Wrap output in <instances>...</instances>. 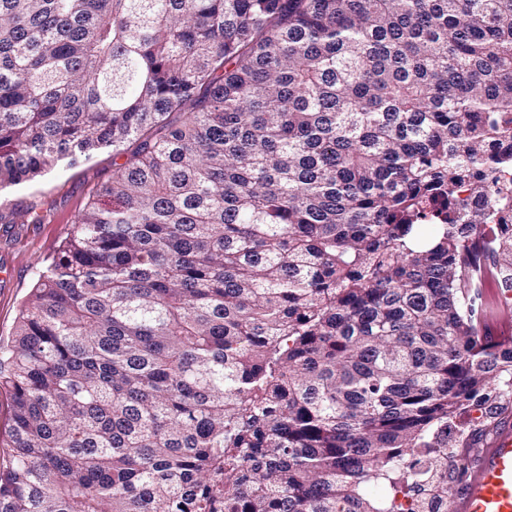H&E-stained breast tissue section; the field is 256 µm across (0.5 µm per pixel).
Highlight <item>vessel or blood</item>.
Masks as SVG:
<instances>
[{
    "label": "vessel or blood",
    "instance_id": "b4317fda",
    "mask_svg": "<svg viewBox=\"0 0 512 512\" xmlns=\"http://www.w3.org/2000/svg\"><path fill=\"white\" fill-rule=\"evenodd\" d=\"M454 512H512V422L503 421L491 444L478 452Z\"/></svg>",
    "mask_w": 512,
    "mask_h": 512
}]
</instances>
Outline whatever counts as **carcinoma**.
Instances as JSON below:
<instances>
[{
  "mask_svg": "<svg viewBox=\"0 0 512 512\" xmlns=\"http://www.w3.org/2000/svg\"><path fill=\"white\" fill-rule=\"evenodd\" d=\"M512 0H0L7 191L112 178L0 351V512H439L512 396ZM497 293L495 288H485L484 298L489 305L488 321L493 328L501 327L503 333L512 335V304L509 306L492 305Z\"/></svg>",
  "mask_w": 512,
  "mask_h": 512,
  "instance_id": "1",
  "label": "carcinoma"
}]
</instances>
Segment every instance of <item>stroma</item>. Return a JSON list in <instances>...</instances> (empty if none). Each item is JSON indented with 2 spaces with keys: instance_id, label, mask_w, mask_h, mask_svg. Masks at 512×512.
Listing matches in <instances>:
<instances>
[{
  "instance_id": "35a3bbf8",
  "label": "stroma",
  "mask_w": 512,
  "mask_h": 512,
  "mask_svg": "<svg viewBox=\"0 0 512 512\" xmlns=\"http://www.w3.org/2000/svg\"><path fill=\"white\" fill-rule=\"evenodd\" d=\"M111 176L112 153L103 150L88 161L61 167L34 184L13 190V204H34L41 221L16 224L0 234V346L10 344L21 305L38 272L53 260L68 237L73 216L85 208L91 191ZM506 417L512 418L510 399L498 401L492 416L471 410L457 418L450 433L446 512L453 508L468 465Z\"/></svg>"
}]
</instances>
